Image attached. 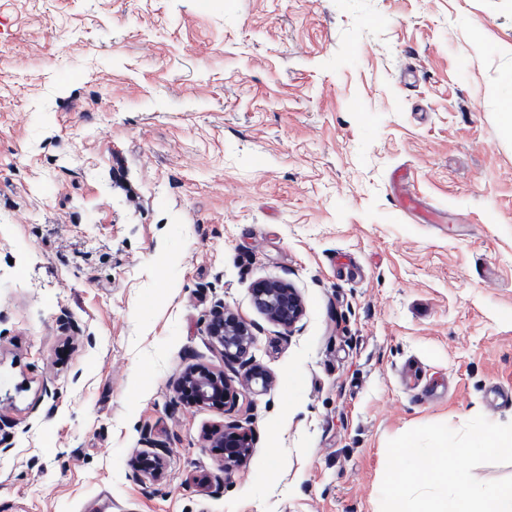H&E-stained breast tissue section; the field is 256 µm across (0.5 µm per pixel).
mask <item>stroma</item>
<instances>
[{"label": "stroma", "mask_w": 512, "mask_h": 512, "mask_svg": "<svg viewBox=\"0 0 512 512\" xmlns=\"http://www.w3.org/2000/svg\"><path fill=\"white\" fill-rule=\"evenodd\" d=\"M510 99L512 0H0V512H380L389 440L512 422ZM219 303L275 383L172 406ZM254 308L271 322L291 331L304 315L299 292L289 283L274 278L259 280L252 288ZM204 441L207 447L218 449L224 472L246 463L253 450L248 429L240 424L215 428ZM147 448H144L137 462V472L143 483L156 485L164 477L166 468V447L164 443L150 437L145 438Z\"/></svg>", "instance_id": "obj_1"}]
</instances>
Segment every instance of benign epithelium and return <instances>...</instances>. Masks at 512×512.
I'll list each match as a JSON object with an SVG mask.
<instances>
[{
	"label": "benign epithelium",
	"instance_id": "7a95c632",
	"mask_svg": "<svg viewBox=\"0 0 512 512\" xmlns=\"http://www.w3.org/2000/svg\"><path fill=\"white\" fill-rule=\"evenodd\" d=\"M252 304L268 320L288 331L296 327L305 311L299 292L289 283L274 278L262 279L255 284ZM206 331L224 348V358L241 362L239 377L242 384H258L263 391L273 385V377L250 354L255 336L248 321L217 305L209 314ZM173 388L177 396H188L198 405H225L233 384L222 370L192 364L180 373ZM204 441L206 446L218 449L226 471L246 463L252 453L248 429L240 424L215 428L204 436ZM145 442L147 448L140 453L137 472L142 482L156 485L164 477L165 445L151 437L145 438Z\"/></svg>",
	"mask_w": 512,
	"mask_h": 512
}]
</instances>
